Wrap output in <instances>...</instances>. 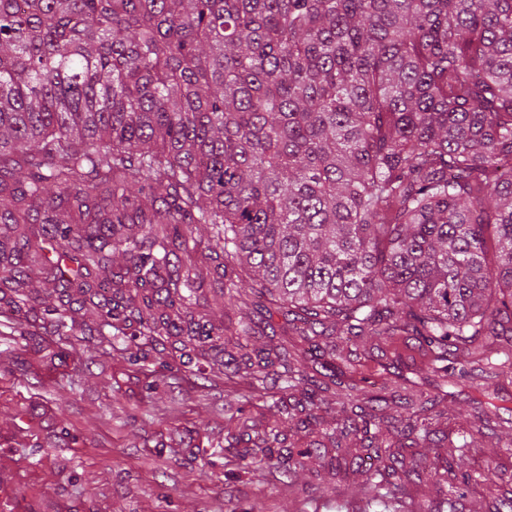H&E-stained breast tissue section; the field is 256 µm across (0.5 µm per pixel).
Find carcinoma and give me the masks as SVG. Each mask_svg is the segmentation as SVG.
Masks as SVG:
<instances>
[{
	"instance_id": "carcinoma-1",
	"label": "carcinoma",
	"mask_w": 512,
	"mask_h": 512,
	"mask_svg": "<svg viewBox=\"0 0 512 512\" xmlns=\"http://www.w3.org/2000/svg\"><path fill=\"white\" fill-rule=\"evenodd\" d=\"M197 224L215 227L200 257ZM0 228L8 306L36 309L40 266L66 297L44 309L59 336L89 305L99 336L134 326L198 350L290 316L308 346L221 361L260 397L272 376L301 387L261 432L224 410L239 459L292 479L327 457L365 507L384 489L421 512L406 487L423 461L404 454L421 443L447 453L448 497L427 512H464L472 485L512 512L495 466L457 459L496 433L512 378V0H0ZM206 260L253 306L236 327L191 312ZM409 337L428 391L372 381L374 355L350 348ZM454 378L465 415L443 408ZM293 427L320 439L285 448Z\"/></svg>"
}]
</instances>
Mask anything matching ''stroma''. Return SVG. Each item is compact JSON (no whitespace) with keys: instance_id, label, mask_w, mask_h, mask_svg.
<instances>
[{"instance_id":"stroma-1","label":"stroma","mask_w":512,"mask_h":512,"mask_svg":"<svg viewBox=\"0 0 512 512\" xmlns=\"http://www.w3.org/2000/svg\"><path fill=\"white\" fill-rule=\"evenodd\" d=\"M197 295L195 314L215 324L247 313L215 274ZM95 325L79 319L60 357L49 324L0 302V512H356L327 462L290 481L234 458L225 405L264 425L276 415L215 351L186 368L174 339L102 340Z\"/></svg>"}]
</instances>
